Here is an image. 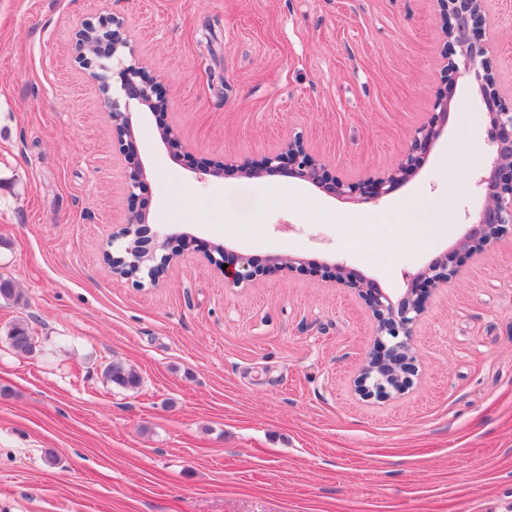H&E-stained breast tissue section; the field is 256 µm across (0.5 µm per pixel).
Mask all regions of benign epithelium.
<instances>
[{
  "label": "benign epithelium",
  "mask_w": 512,
  "mask_h": 512,
  "mask_svg": "<svg viewBox=\"0 0 512 512\" xmlns=\"http://www.w3.org/2000/svg\"><path fill=\"white\" fill-rule=\"evenodd\" d=\"M437 3L444 36L443 70L447 78L446 91L435 102V108L439 110V124L432 123L417 129L411 147L394 167L358 182H346L330 175L323 160L310 153L303 139L296 136L279 151L256 162H203L196 166L199 179L221 177L227 169L245 177L286 173L333 195L377 202L392 193L409 172L423 164L433 142L441 135L442 125L447 122L450 100L456 79L462 75L461 69L468 70L479 64L482 71L476 73L475 78L489 118L493 157L480 178L485 205L461 240L460 247L466 252H477L491 246L501 228L512 224V101H507L500 94L495 75L486 65L492 46L489 41L480 39V32L488 22L485 0H437ZM75 39L79 48L78 62L107 103L113 135L130 160V170L126 175L129 219L128 223L117 225L112 232V241H122L117 249L122 260L139 272H148L150 281L154 283L165 274L173 254L157 255V250L165 248L158 243L157 236L145 233L134 238L129 231L131 224H148V214L140 205L147 174L135 157L131 113L122 109L119 99L113 97L111 63L115 59L128 61L120 70V93L127 104L135 101L152 111L163 110L166 97L161 80L137 58L125 23L117 16L96 25L84 24L75 31ZM459 58L463 60L461 65L457 62ZM197 247L215 265L226 266L224 282L228 285L247 286L267 271V267L257 259L232 254L224 247L218 249L207 241H197ZM457 262L458 253L453 251L433 260L412 277L410 288L396 302L374 282L343 265L325 267V277L357 291L374 321L373 346L365 354L354 380L355 391L359 395L387 399L412 384V377L418 372L412 346L413 325L424 314L431 290L456 274Z\"/></svg>",
  "instance_id": "7a95c632"
}]
</instances>
